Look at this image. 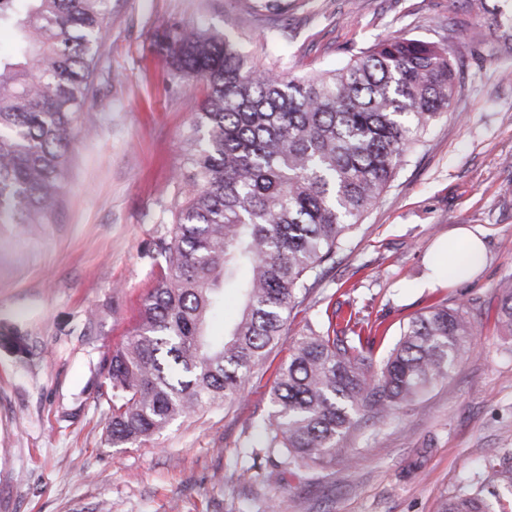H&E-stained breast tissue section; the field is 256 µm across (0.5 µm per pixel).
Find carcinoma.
I'll list each match as a JSON object with an SVG mask.
<instances>
[{"mask_svg": "<svg viewBox=\"0 0 512 512\" xmlns=\"http://www.w3.org/2000/svg\"><path fill=\"white\" fill-rule=\"evenodd\" d=\"M501 29L512 17L465 0ZM108 0H0V224H44L61 194L66 155L93 95L107 37ZM172 70L205 85L193 113L191 177L176 180L168 234L155 244L158 273L140 322L106 357L114 446L141 443L204 404L241 396L313 273L359 228L458 84L448 35L395 36L343 67L287 79L227 37L174 26L164 37ZM233 285L242 302L232 327L206 334ZM497 324L512 336V277L497 287ZM280 366L273 412L259 425L253 460L301 469L345 452L358 418L415 402L447 378L471 347L464 307L429 306L400 329L373 370L379 326L325 314ZM442 512H490L466 484Z\"/></svg>", "mask_w": 512, "mask_h": 512, "instance_id": "carcinoma-1", "label": "carcinoma"}]
</instances>
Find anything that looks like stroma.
Wrapping results in <instances>:
<instances>
[{
  "instance_id": "stroma-1",
  "label": "stroma",
  "mask_w": 512,
  "mask_h": 512,
  "mask_svg": "<svg viewBox=\"0 0 512 512\" xmlns=\"http://www.w3.org/2000/svg\"><path fill=\"white\" fill-rule=\"evenodd\" d=\"M464 0H288L259 32L240 0H110L96 92L72 132L67 176L34 235L0 224V512H441L460 486L512 512V337L495 287L512 276V55L482 41ZM229 34L255 61L301 78L396 35L450 33L459 68L447 114L426 134L349 243L292 312L239 400L208 404L149 441L113 447L102 365L137 325L157 272L151 249L189 171L202 96L173 72L167 26ZM484 235L467 280L424 287L460 228ZM466 304L475 349L424 395L346 438L349 455L289 472L254 467V427L272 410L277 367L325 308L382 323L381 363L401 327L439 302ZM21 334L26 353L9 343Z\"/></svg>"
}]
</instances>
